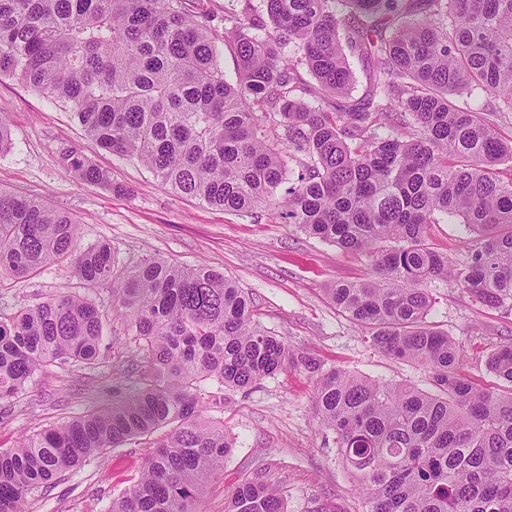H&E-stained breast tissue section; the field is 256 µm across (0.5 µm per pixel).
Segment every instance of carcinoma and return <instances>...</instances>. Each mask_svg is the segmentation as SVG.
Listing matches in <instances>:
<instances>
[{
    "instance_id": "cac0c4a2",
    "label": "carcinoma",
    "mask_w": 512,
    "mask_h": 512,
    "mask_svg": "<svg viewBox=\"0 0 512 512\" xmlns=\"http://www.w3.org/2000/svg\"><path fill=\"white\" fill-rule=\"evenodd\" d=\"M187 0H0V76L69 108L97 146L137 160L180 196L229 212L265 205L323 242L369 258L372 274L338 281L329 300L370 346L426 370L431 390L336 368L313 401L367 512H512V343L483 388L463 347L426 322L443 279L476 302L512 308V142L493 123L512 112V0H240L224 34ZM272 29H267V26ZM255 33L250 34L248 30ZM235 34L238 76L221 66ZM373 67L347 100L348 53ZM306 68L330 104L306 99ZM63 169L107 174L79 149ZM471 234L457 268L428 246L443 218ZM80 224L33 196L0 190V278L67 262L88 291L0 307V401L48 365L91 364L106 348L109 291L144 370L112 405L0 448V512L109 448L165 430L108 512H198L232 443L224 389L283 369L288 346L258 328L246 292L207 265L149 257L122 264L107 242L79 247ZM224 512H285L255 476Z\"/></svg>"
}]
</instances>
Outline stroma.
Instances as JSON below:
<instances>
[{"instance_id":"stroma-1","label":"stroma","mask_w":512,"mask_h":512,"mask_svg":"<svg viewBox=\"0 0 512 512\" xmlns=\"http://www.w3.org/2000/svg\"><path fill=\"white\" fill-rule=\"evenodd\" d=\"M0 114L12 133L10 151L0 155V189L70 213L82 227L81 245L109 242L122 263L158 256L224 272L249 295L256 323L287 344L291 359L282 371L250 388L225 391L222 419L233 448L202 512H224L238 485L257 474L279 493L287 512H362L356 484L315 415L316 375L308 362L429 387L421 367L374 350L362 328L327 298L332 284L367 277L369 259L304 233L268 207L230 213L174 194L138 163L98 148L68 110L14 77H0ZM67 146L83 151L108 174V183L89 184L66 173L59 152ZM468 238L461 224H434L428 233L432 249L459 265ZM427 287L435 298L428 322L466 350L462 375L499 387L486 358L512 342V312L484 306L440 280ZM79 289L69 265L51 263L32 276L6 278L0 305L22 307L56 290ZM108 340L111 348L98 362L46 367L22 396L0 404V448L12 447L23 433L110 405L113 389L124 387L141 364L120 320H112ZM147 453L137 441L108 449L35 493L29 510L106 512L113 494L137 477Z\"/></svg>"}]
</instances>
